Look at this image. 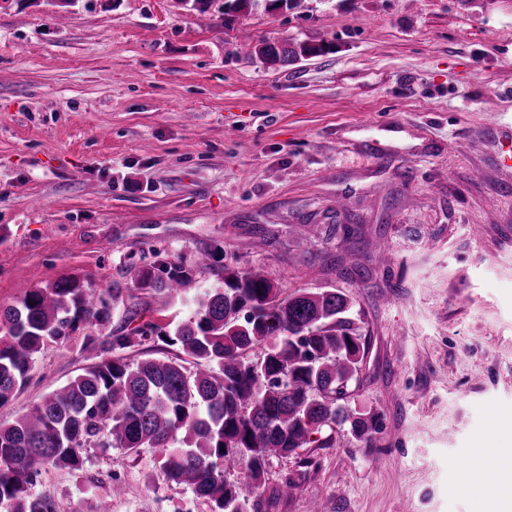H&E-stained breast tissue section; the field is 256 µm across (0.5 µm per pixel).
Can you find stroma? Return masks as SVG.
<instances>
[{
    "label": "stroma",
    "instance_id": "obj_1",
    "mask_svg": "<svg viewBox=\"0 0 512 512\" xmlns=\"http://www.w3.org/2000/svg\"><path fill=\"white\" fill-rule=\"evenodd\" d=\"M276 39L326 50L250 56ZM351 217L367 249L330 234ZM153 250L354 299L376 440L273 461L268 490L297 486L275 512H476L478 448L512 447V0H0V307L104 291ZM83 342L39 353L0 421L80 374ZM115 483L112 512H209L149 449L34 490L92 512ZM324 52V45L294 40L261 41L253 47L251 56L271 66H287L307 57L318 56Z\"/></svg>",
    "mask_w": 512,
    "mask_h": 512
}]
</instances>
